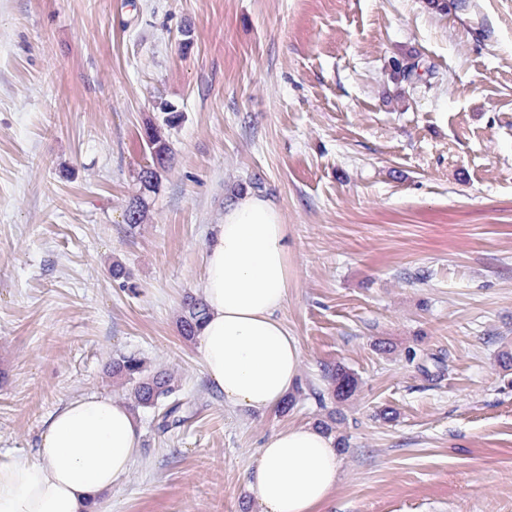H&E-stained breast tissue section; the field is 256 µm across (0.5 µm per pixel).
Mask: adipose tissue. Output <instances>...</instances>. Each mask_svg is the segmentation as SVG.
<instances>
[{"label": "adipose tissue", "instance_id": "obj_1", "mask_svg": "<svg viewBox=\"0 0 512 512\" xmlns=\"http://www.w3.org/2000/svg\"><path fill=\"white\" fill-rule=\"evenodd\" d=\"M207 316L197 333L214 389L226 406L265 414L300 373L299 341L279 317L288 300V226L269 199L226 202L204 257ZM132 413L91 393L52 414L29 460L0 453V512H101L140 453ZM341 459L333 438L294 426L275 432L246 475L259 512H318L335 490Z\"/></svg>", "mask_w": 512, "mask_h": 512}]
</instances>
